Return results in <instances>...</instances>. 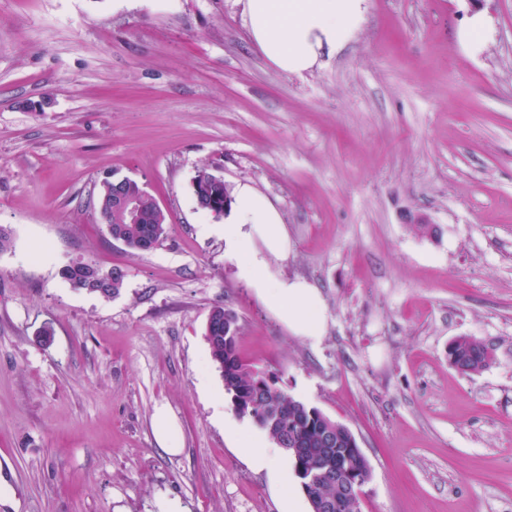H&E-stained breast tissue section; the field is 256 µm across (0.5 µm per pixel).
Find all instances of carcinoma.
Instances as JSON below:
<instances>
[{
    "mask_svg": "<svg viewBox=\"0 0 512 512\" xmlns=\"http://www.w3.org/2000/svg\"><path fill=\"white\" fill-rule=\"evenodd\" d=\"M209 173L210 169L204 167L193 178V196L197 204L215 193L231 196L229 185L212 182ZM125 187L138 200L135 224L127 223L124 213L112 209V193H103L97 200V210L102 221L107 223L110 236L126 242L130 248L141 239L159 244L168 231L164 211L138 182L131 180ZM85 267L86 262L81 261L61 270V277L74 289L85 277ZM124 277L122 273L88 292L115 297L123 288ZM226 324L232 328L240 327L238 313L222 304L214 305L208 314L205 340L210 361L224 380L228 399L238 415L250 418L270 440L280 446L285 439L290 442L291 450L287 454L298 480H303L304 473L314 475L305 496L311 512H316L319 502L336 499V474L353 469L350 430L318 408L286 393L273 377L247 362L239 351V332L224 331ZM494 357V346L473 336H459L448 344V360L453 368L465 375L482 372Z\"/></svg>",
    "mask_w": 512,
    "mask_h": 512,
    "instance_id": "carcinoma-1",
    "label": "carcinoma"
}]
</instances>
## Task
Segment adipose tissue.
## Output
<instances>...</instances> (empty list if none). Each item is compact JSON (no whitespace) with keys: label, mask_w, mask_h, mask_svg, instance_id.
<instances>
[{"label":"adipose tissue","mask_w":512,"mask_h":512,"mask_svg":"<svg viewBox=\"0 0 512 512\" xmlns=\"http://www.w3.org/2000/svg\"><path fill=\"white\" fill-rule=\"evenodd\" d=\"M248 36L280 72L303 74L323 55L342 51L365 20L368 0H238ZM224 216V251L237 277L292 335L315 343L325 328L320 289L299 277L283 276L278 262L289 259L294 244L275 202L249 183L237 184ZM248 465L274 476L287 505L300 490L287 453L268 445L245 425L228 422Z\"/></svg>","instance_id":"obj_1"}]
</instances>
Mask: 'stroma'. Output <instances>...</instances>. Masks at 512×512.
I'll return each instance as SVG.
<instances>
[{"label":"stroma","instance_id":"obj_1","mask_svg":"<svg viewBox=\"0 0 512 512\" xmlns=\"http://www.w3.org/2000/svg\"><path fill=\"white\" fill-rule=\"evenodd\" d=\"M203 167L280 208L281 271L324 298L319 343L236 277L192 195ZM109 176L164 210L154 249L101 223ZM0 225V512H284L214 405L220 303L245 360L355 435L359 512H512V0H368L301 76L251 43L237 0H0ZM76 261L122 268L120 295L71 290ZM459 336L494 362L457 372ZM494 357V346L473 336H459L448 344V363L465 375L482 372ZM154 431L162 444V448H165L171 454L181 452L182 448H179V442L176 438L177 423L169 409L164 405L155 409Z\"/></svg>","mask_w":512,"mask_h":512}]
</instances>
